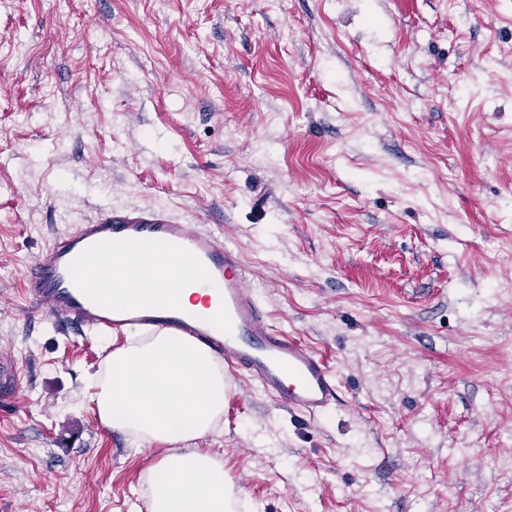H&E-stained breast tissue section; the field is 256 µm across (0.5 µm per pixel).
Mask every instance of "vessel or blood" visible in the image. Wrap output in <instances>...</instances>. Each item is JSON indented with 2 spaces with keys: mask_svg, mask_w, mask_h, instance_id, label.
I'll return each instance as SVG.
<instances>
[{
  "mask_svg": "<svg viewBox=\"0 0 512 512\" xmlns=\"http://www.w3.org/2000/svg\"><path fill=\"white\" fill-rule=\"evenodd\" d=\"M141 248L188 257L215 293L216 315L191 313L176 299L114 305L100 292L91 267L112 250ZM34 312L79 331L103 336L129 331L170 332L206 344L224 359V378L257 384L311 422L339 403L337 378L322 354L273 323L248 280L240 251L200 224L166 210H108L57 233L41 249L24 282ZM20 389L13 354L0 352V404L11 405Z\"/></svg>",
  "mask_w": 512,
  "mask_h": 512,
  "instance_id": "1",
  "label": "vessel or blood"
}]
</instances>
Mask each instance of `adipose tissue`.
<instances>
[{
    "instance_id": "adipose-tissue-1",
    "label": "adipose tissue",
    "mask_w": 512,
    "mask_h": 512,
    "mask_svg": "<svg viewBox=\"0 0 512 512\" xmlns=\"http://www.w3.org/2000/svg\"><path fill=\"white\" fill-rule=\"evenodd\" d=\"M158 254L135 259L118 250L95 265V278L113 298H143L132 283L133 265L155 268L173 262ZM189 265L187 257L175 260ZM224 362L196 340L160 332L130 333L93 375L87 392L105 427L170 450L145 476L150 486L149 512H229L234 484L219 454L193 447L212 433L224 413Z\"/></svg>"
}]
</instances>
